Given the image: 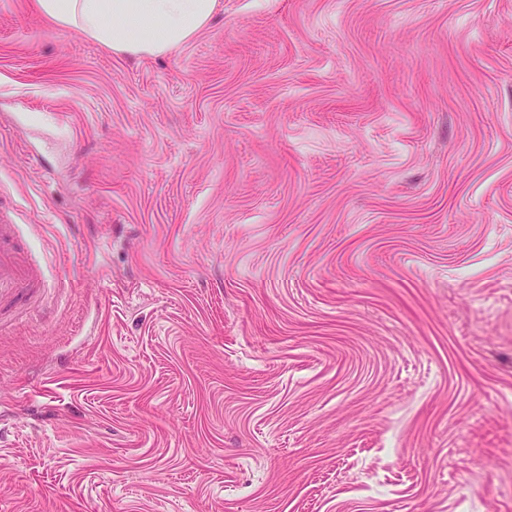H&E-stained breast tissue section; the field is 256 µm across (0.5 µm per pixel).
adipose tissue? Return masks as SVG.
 I'll return each mask as SVG.
<instances>
[{"label": "adipose tissue", "mask_w": 512, "mask_h": 512, "mask_svg": "<svg viewBox=\"0 0 512 512\" xmlns=\"http://www.w3.org/2000/svg\"><path fill=\"white\" fill-rule=\"evenodd\" d=\"M216 0H38L41 13L112 51L154 56L188 42Z\"/></svg>", "instance_id": "obj_1"}]
</instances>
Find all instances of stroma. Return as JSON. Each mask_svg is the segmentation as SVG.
<instances>
[{
	"mask_svg": "<svg viewBox=\"0 0 512 512\" xmlns=\"http://www.w3.org/2000/svg\"><path fill=\"white\" fill-rule=\"evenodd\" d=\"M2 213L0 512H512V0H0ZM216 0H38L41 13L112 51L154 56L188 42ZM12 232L13 224H0V299L4 295L24 297L43 286L39 272L27 265L23 253L5 247Z\"/></svg>",
	"mask_w": 512,
	"mask_h": 512,
	"instance_id": "35a3bbf8",
	"label": "stroma"
}]
</instances>
